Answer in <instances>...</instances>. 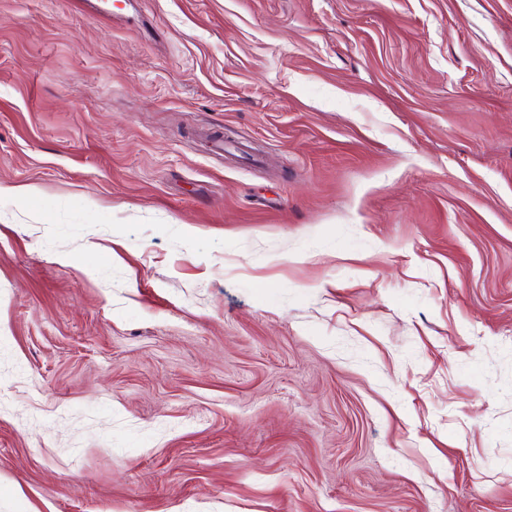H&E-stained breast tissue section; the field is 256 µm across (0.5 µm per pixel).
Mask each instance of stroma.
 <instances>
[{
    "instance_id": "1",
    "label": "stroma",
    "mask_w": 512,
    "mask_h": 512,
    "mask_svg": "<svg viewBox=\"0 0 512 512\" xmlns=\"http://www.w3.org/2000/svg\"><path fill=\"white\" fill-rule=\"evenodd\" d=\"M0 184V512H512V0H0Z\"/></svg>"
}]
</instances>
